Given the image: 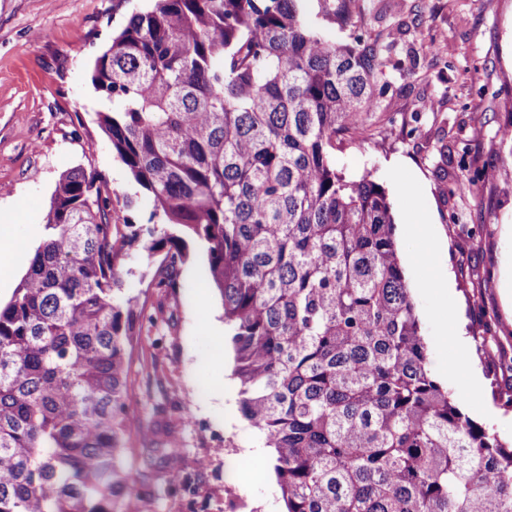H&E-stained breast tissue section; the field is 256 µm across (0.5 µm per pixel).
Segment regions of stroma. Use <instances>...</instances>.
<instances>
[{
    "label": "stroma",
    "mask_w": 512,
    "mask_h": 512,
    "mask_svg": "<svg viewBox=\"0 0 512 512\" xmlns=\"http://www.w3.org/2000/svg\"><path fill=\"white\" fill-rule=\"evenodd\" d=\"M148 0H0V225L20 254L0 273L7 302L27 271L42 236L59 177L82 167L104 174L117 196L149 203L97 124L102 99L90 66L112 34ZM357 27L333 24L319 0H309L310 25L336 42L355 28L390 41L386 90L379 99V132L334 152L347 178L370 176L386 191L406 281L427 343L430 369L451 389L463 412L512 442V411L494 401L473 336L490 320L503 360L512 359V315L504 312L500 279L512 255V194L458 181L487 166L512 181V150L498 130L512 123V0H359ZM418 119L422 135L410 134ZM135 277L165 325L161 345L141 336L133 371L156 368L151 391L162 403L181 451L183 470L197 473L193 512H282L271 449L243 421L234 353L216 290L202 278L206 257L192 251L183 286L155 288L158 260L132 254ZM447 274L452 294L441 300L434 283ZM205 421L199 429L183 416Z\"/></svg>",
    "instance_id": "stroma-1"
}]
</instances>
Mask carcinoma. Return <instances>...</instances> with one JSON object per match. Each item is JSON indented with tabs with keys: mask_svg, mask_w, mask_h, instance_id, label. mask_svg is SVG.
<instances>
[{
	"mask_svg": "<svg viewBox=\"0 0 512 512\" xmlns=\"http://www.w3.org/2000/svg\"><path fill=\"white\" fill-rule=\"evenodd\" d=\"M305 2L153 0L94 59L98 124L151 210L114 204L95 170L56 183L0 305V512H130L194 489L164 408L132 411L134 342L158 318L126 268L161 256L154 286L175 294L192 243L285 512H512V445L430 372L384 188L336 170V142L374 136L387 45L325 38ZM323 3L354 25L355 0ZM482 327L476 356L512 409V364Z\"/></svg>",
	"mask_w": 512,
	"mask_h": 512,
	"instance_id": "obj_1",
	"label": "carcinoma"
}]
</instances>
